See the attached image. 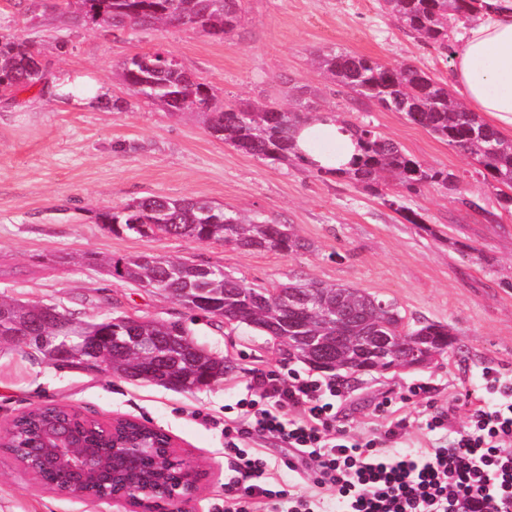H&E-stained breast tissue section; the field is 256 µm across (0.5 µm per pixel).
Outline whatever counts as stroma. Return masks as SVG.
I'll return each instance as SVG.
<instances>
[{
  "mask_svg": "<svg viewBox=\"0 0 512 512\" xmlns=\"http://www.w3.org/2000/svg\"><path fill=\"white\" fill-rule=\"evenodd\" d=\"M55 0H0V36L42 43L53 72H67L98 93L127 100L122 112L36 91L0 98V294L53 304L78 321L112 313L179 320L207 349L231 361L218 385L193 392L108 374L59 369L29 350L0 347V436L13 420L52 403L110 423L127 417L169 433L180 455L202 473L195 512H224L230 463L213 426L246 397L254 370L307 374L271 337L221 319H196L164 293L70 263L93 253L177 256L224 267L247 285L273 289L310 280L357 288L396 302L406 322L451 328L452 351L411 369L335 371L345 397L337 427L365 438L378 433L383 398L404 414L424 415L409 386L430 383L433 400L466 421V391L483 368L512 371V216L501 211L482 168L403 113L338 91L312 63L336 49L384 64L417 66L448 81L446 56L407 35L379 0H245L241 28L218 39L158 25L123 32L68 26ZM163 50L214 87L225 101L314 107L341 120L374 125L412 157L448 167L456 189L409 198L425 223L410 224L360 186L320 177L296 160L278 163L243 153L211 136L200 117L169 114L133 96L117 69L127 56ZM197 199L285 225L304 247L293 253L244 252L221 242L200 245L169 236L114 233L98 213L142 196ZM477 208L464 206V199ZM0 512H126L109 500L55 491L0 448Z\"/></svg>",
  "mask_w": 512,
  "mask_h": 512,
  "instance_id": "stroma-1",
  "label": "stroma"
}]
</instances>
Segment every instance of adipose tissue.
Here are the masks:
<instances>
[{
	"label": "adipose tissue",
	"instance_id": "ef3b65f1",
	"mask_svg": "<svg viewBox=\"0 0 512 512\" xmlns=\"http://www.w3.org/2000/svg\"><path fill=\"white\" fill-rule=\"evenodd\" d=\"M491 11L474 13L453 57L451 79L466 109L483 116L502 137H512V0H490ZM294 150L314 168L348 166L358 153L333 113L305 123L293 134Z\"/></svg>",
	"mask_w": 512,
	"mask_h": 512
}]
</instances>
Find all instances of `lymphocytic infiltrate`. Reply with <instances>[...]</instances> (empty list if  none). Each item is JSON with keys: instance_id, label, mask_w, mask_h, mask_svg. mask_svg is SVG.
<instances>
[{"instance_id": "obj_1", "label": "lymphocytic infiltrate", "mask_w": 512, "mask_h": 512, "mask_svg": "<svg viewBox=\"0 0 512 512\" xmlns=\"http://www.w3.org/2000/svg\"><path fill=\"white\" fill-rule=\"evenodd\" d=\"M251 393L224 420V454L233 473L224 484V512H512V377L481 376V395L467 422L455 428L447 410L430 406L429 446L399 444L410 426L394 417L370 438L336 426L342 393L332 380L290 371L255 376ZM285 443L313 466L297 473L312 493L272 484L268 462L253 438ZM336 494L327 504L322 492Z\"/></svg>"}]
</instances>
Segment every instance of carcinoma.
Segmentation results:
<instances>
[{
  "instance_id": "carcinoma-1",
  "label": "carcinoma",
  "mask_w": 512,
  "mask_h": 512,
  "mask_svg": "<svg viewBox=\"0 0 512 512\" xmlns=\"http://www.w3.org/2000/svg\"><path fill=\"white\" fill-rule=\"evenodd\" d=\"M382 8L420 42L453 55L449 22L473 14V0H382ZM59 15L76 26L96 25L123 30L165 24L200 30L212 36L232 34L242 22L243 0H61ZM314 64L334 85L380 108L402 112L407 119L441 141L472 157L495 183L501 210L512 214V140L501 137L475 112L466 111L438 82L413 65H385L369 57L334 50L320 51ZM122 84L172 115L202 112L209 133L237 149L261 159L286 161L293 153L292 130L307 119L302 112L273 102L240 101L226 104L212 87L189 74L180 63L152 52L125 58L119 66ZM50 62L33 40L0 38V97L12 100L20 91L51 89ZM358 142L359 154L346 169L316 170L319 175L344 177L382 199V203L410 224H424L423 214L405 200L429 187L448 188L457 176L446 168L412 158L392 139L369 124H346ZM99 223L114 232L139 237L157 234L190 239L199 244L222 241L246 252L291 253L303 247L301 239L285 226L260 216L244 217L194 199L147 196L121 207L107 209ZM107 273L147 291H161L188 311L204 318H222L255 328L272 337L288 356L310 365L312 353L334 359L341 356L354 366L379 363L386 353L379 340L389 342L396 365L402 357L439 354L453 345L448 326L405 323L399 307L359 289L321 282L288 284L274 290L251 287L219 266L205 267L176 257L134 254L100 261ZM296 302L307 298L310 315L293 317L282 296ZM83 334L96 338V349L81 354L76 367L99 368L129 377L131 371L154 364V357L128 344L129 336H146L161 342L168 359L161 366L170 388L194 391L224 374V358L197 347L180 320L157 321L112 316L81 323ZM49 326L32 323L27 339L15 343L30 349L50 364L57 362L52 345L42 337ZM318 338L319 347L298 340ZM68 425L102 455L112 454V432L76 414L54 408H36L13 421L9 442L16 455L49 481L61 476L38 454L44 428Z\"/></svg>"
}]
</instances>
